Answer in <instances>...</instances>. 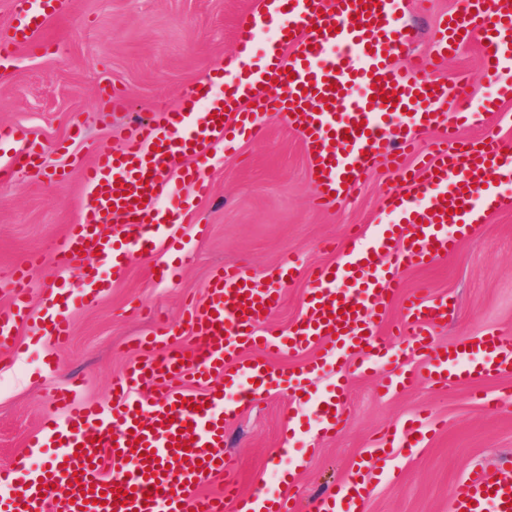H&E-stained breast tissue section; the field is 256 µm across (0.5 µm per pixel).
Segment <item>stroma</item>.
Segmentation results:
<instances>
[{"instance_id":"35a3bbf8","label":"stroma","mask_w":512,"mask_h":512,"mask_svg":"<svg viewBox=\"0 0 512 512\" xmlns=\"http://www.w3.org/2000/svg\"><path fill=\"white\" fill-rule=\"evenodd\" d=\"M261 2L63 0L58 15L40 32L39 47L15 48L0 68V128L15 129L43 146L40 172L18 171L0 180V279L32 255L43 256V265L32 274L34 315H41L54 289L71 297L84 290L77 273L60 271L51 262L56 244L79 219L82 177L76 159L90 157L106 142L120 146L121 126L128 119L175 105L187 89L206 81L234 53L239 20L257 12ZM457 2L404 0L415 24L411 55L430 60V33ZM436 74L463 84V104L472 112L495 93L476 38ZM115 87L125 92L130 109L108 127L100 112ZM460 135L512 145V99L499 102L485 124H461ZM192 165L185 160L174 175L194 204L185 237L188 261L164 250L127 259L94 302L71 307L73 333L66 346L50 335H32L26 325L16 330L14 347L0 362V467L19 459L32 469L47 466L52 454L39 442L45 436L43 420L52 413L51 393L74 385L79 402L111 406L113 381L145 356L141 339L158 333L164 323L178 328L187 304L205 299L211 272L224 264L248 263L262 278L294 259L295 276L282 289L281 306L267 318L273 327L288 330L304 310L309 269L336 263L350 228L371 235L389 222L380 202L401 182L400 174L383 163L339 210L319 209L302 140L279 120L266 121L259 140L213 151L211 196H196L185 175ZM60 168L71 172L63 185L51 179ZM160 262L175 269L163 283L154 276ZM400 283L396 296L386 301L387 317L380 324L397 363L424 365L402 333V304L417 291L447 298L451 306L447 324L433 330L435 345L488 329L512 336V208L490 212L452 254L435 265L402 271ZM340 378L347 383V410L336 437L324 436L310 406L281 387L258 404L240 408L227 422L228 457L242 492H253L264 473L291 469L300 512H309L384 438L390 444L386 455L372 463L360 512H448L451 490L473 468L497 475L512 471L503 462L512 453V410L489 415L478 402L485 393L512 394V375L447 391L419 379L385 396L377 374L347 365L342 373L322 374L315 393L324 394ZM419 423L423 442L403 446V430ZM290 427L297 433L288 441L284 435ZM285 442L290 450L283 457L279 449Z\"/></svg>"}]
</instances>
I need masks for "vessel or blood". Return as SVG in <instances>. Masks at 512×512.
<instances>
[{
  "mask_svg": "<svg viewBox=\"0 0 512 512\" xmlns=\"http://www.w3.org/2000/svg\"><path fill=\"white\" fill-rule=\"evenodd\" d=\"M18 27L21 43L31 28H42L57 0H24ZM403 0H276L275 22L291 34L292 51L263 49L253 68L227 63L195 87L174 116L150 115L129 122L122 149L96 150L84 166L81 215L58 242L57 267L103 287L101 265H112L116 247L126 254L175 238L189 226L194 211L171 184L173 170L188 156H204L227 140H252L261 127L258 113L284 119L306 147L315 201L338 206L379 160L399 164L420 132L443 131V145L423 161L399 190L388 194L385 211L400 220L384 225L371 240L352 233L341 264L317 266L310 273L306 306L289 331L266 326L282 301V287L294 275L293 262L269 272L261 282L243 262L216 269L206 299L191 304L185 320L199 343L190 355L166 349V337L146 339L149 354L116 381L109 408L79 403L75 389H57L52 403L64 422L44 424L55 446L50 465L40 473L25 463L0 469V512H298L295 497L268 496L264 489L245 495L227 481L224 425L245 405L272 387L309 393L314 381L341 357L355 359L359 372L378 370L392 348L378 321L384 296L399 288V273L410 266L436 263L471 234L470 214L495 181L512 179V150L494 142L462 140L448 115L458 109V90L441 82L420 63L397 65V56L414 39ZM457 14L444 16L431 33L437 58H446L472 38L487 41L484 67L496 81L499 98L512 96V82L501 77L512 67V0H459ZM262 29L255 15L237 25L238 54H253ZM204 116H197V108ZM41 147L20 140L9 167L35 168ZM98 255L99 265L88 264ZM386 258L373 271L371 257ZM8 298L0 306V351L9 350L13 333L25 323L65 343L71 334L67 310L31 316L28 272L19 268L0 284ZM414 350L430 354V372L439 389L512 373V336L488 331L433 349L430 329L446 323L443 298L407 296L403 306ZM317 354L298 370L277 372L270 357L294 358L308 349ZM162 388L152 402L144 390ZM344 383L322 397L314 417L324 434L343 426ZM118 473L106 476V465ZM364 468L351 471L331 499H318L315 512L335 505L351 512L347 489L365 482ZM223 480L218 494L203 493L205 483ZM449 512H512V481L471 471L451 495Z\"/></svg>",
  "mask_w": 512,
  "mask_h": 512,
  "instance_id": "obj_1",
  "label": "vessel or blood"
}]
</instances>
